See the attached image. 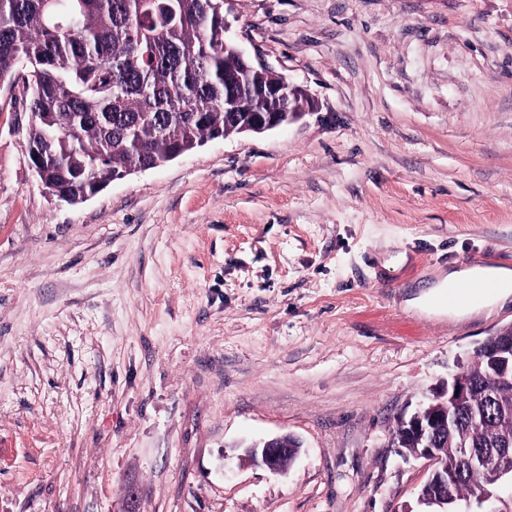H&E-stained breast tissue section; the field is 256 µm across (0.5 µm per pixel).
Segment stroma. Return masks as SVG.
<instances>
[{"mask_svg":"<svg viewBox=\"0 0 512 512\" xmlns=\"http://www.w3.org/2000/svg\"><path fill=\"white\" fill-rule=\"evenodd\" d=\"M224 19L312 108L77 205L0 80V512H418L391 430L512 325V301L404 306L449 268L512 269V0ZM281 433L285 474L224 454Z\"/></svg>","mask_w":512,"mask_h":512,"instance_id":"stroma-1","label":"stroma"}]
</instances>
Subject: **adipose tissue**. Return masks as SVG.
Masks as SVG:
<instances>
[{
    "label": "adipose tissue",
    "mask_w": 512,
    "mask_h": 512,
    "mask_svg": "<svg viewBox=\"0 0 512 512\" xmlns=\"http://www.w3.org/2000/svg\"><path fill=\"white\" fill-rule=\"evenodd\" d=\"M439 293L453 294L455 301L448 308L449 315L465 316L475 304L471 298L481 294V307L492 308L512 299V269L505 267H470L449 270L438 284Z\"/></svg>",
    "instance_id": "ef3b65f1"
}]
</instances>
